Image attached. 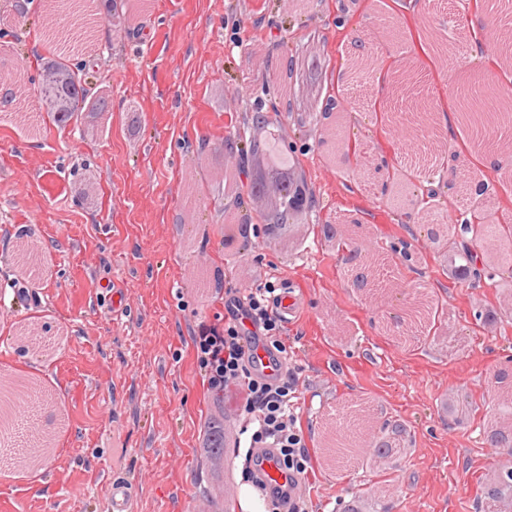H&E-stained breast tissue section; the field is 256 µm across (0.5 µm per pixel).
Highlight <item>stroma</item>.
<instances>
[{"label": "stroma", "mask_w": 512, "mask_h": 512, "mask_svg": "<svg viewBox=\"0 0 512 512\" xmlns=\"http://www.w3.org/2000/svg\"><path fill=\"white\" fill-rule=\"evenodd\" d=\"M9 4L0 0V56L24 68L31 92L26 120L0 112V371L35 385L51 424L27 433L44 448L38 458L0 452V512H102L116 473L134 482L138 512H189L213 494L198 450L211 406L192 336L223 325L225 289L272 274L304 301L288 344L303 381L313 512H343L356 497L389 512H483V486L512 460L486 440L512 416L494 390L512 367V268L500 264L512 235L484 251L461 220L505 227L512 191L495 169L473 171L493 186L479 197L439 178L442 162L463 166L478 148L460 122L428 120L424 142L390 131L399 110L475 79L512 86V73L491 66L501 18L473 0H357L346 14L336 0H114L93 54L73 56L88 99L109 110L58 126L42 119L36 92V63L53 50L44 13L19 25L5 18ZM353 29L388 65L364 87L345 42ZM271 55L293 61L294 111L279 109L281 89L263 70ZM257 102L306 174L314 215L286 242L259 231L241 248L224 236L232 204L218 186L228 171L246 182L248 164L218 148ZM330 102L356 146L345 166L318 145L312 110ZM447 210L459 222L432 242L425 219ZM325 224L351 225L363 241L377 300L348 286L342 240L324 238ZM464 244L478 252L480 286L448 278ZM198 269L223 278L202 300ZM415 301L429 315L393 328ZM441 400L456 423L436 414ZM351 404L407 424L397 467L325 463L322 428Z\"/></svg>", "instance_id": "stroma-1"}]
</instances>
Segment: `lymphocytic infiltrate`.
Wrapping results in <instances>:
<instances>
[{
    "mask_svg": "<svg viewBox=\"0 0 512 512\" xmlns=\"http://www.w3.org/2000/svg\"><path fill=\"white\" fill-rule=\"evenodd\" d=\"M275 281L255 289H226L223 327H200L192 338L196 365L207 390L221 409L239 416L238 447L275 448L289 476L306 474L310 453L299 424L296 368L277 378L256 371L248 346L263 342L279 353L288 351V328L276 312Z\"/></svg>",
    "mask_w": 512,
    "mask_h": 512,
    "instance_id": "1",
    "label": "lymphocytic infiltrate"
}]
</instances>
